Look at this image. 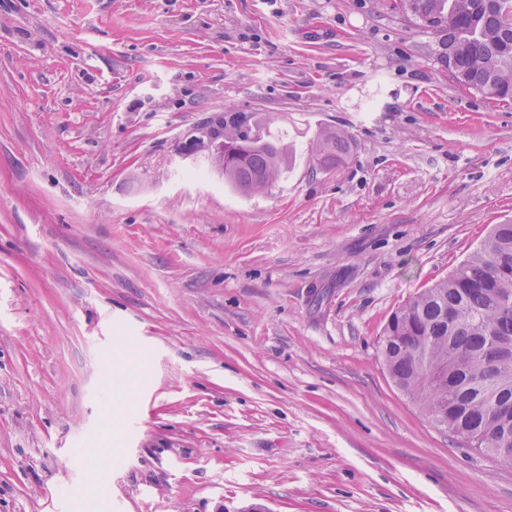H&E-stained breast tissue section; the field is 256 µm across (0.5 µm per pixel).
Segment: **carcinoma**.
Here are the masks:
<instances>
[{"instance_id":"carcinoma-1","label":"carcinoma","mask_w":512,"mask_h":512,"mask_svg":"<svg viewBox=\"0 0 512 512\" xmlns=\"http://www.w3.org/2000/svg\"><path fill=\"white\" fill-rule=\"evenodd\" d=\"M415 12L440 34L437 60L448 77L494 98L512 94V0H414ZM224 179L250 194L285 173L288 147L224 113ZM349 136L325 129L311 154L322 166L349 152ZM384 333L397 341L380 354L395 386L424 413L444 407L447 431L465 429L483 442L512 431V224L490 235L448 277L398 308Z\"/></svg>"}]
</instances>
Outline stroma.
I'll return each instance as SVG.
<instances>
[{
  "mask_svg": "<svg viewBox=\"0 0 512 512\" xmlns=\"http://www.w3.org/2000/svg\"><path fill=\"white\" fill-rule=\"evenodd\" d=\"M396 2L0 0V512H512L380 356L512 223V105ZM227 112L268 189L195 145ZM218 121L224 122V140L218 137L219 126L214 121L204 132L207 142L199 139V143L203 147H215L212 163L220 171L224 167L225 181L240 193L256 191L255 185L260 180H266L267 188L290 168L292 157L288 155V147L278 139L252 133L246 119L237 114L224 113ZM349 136L335 129H325L318 136L311 154L321 166L338 164L349 152Z\"/></svg>",
  "mask_w": 512,
  "mask_h": 512,
  "instance_id": "1",
  "label": "stroma"
}]
</instances>
